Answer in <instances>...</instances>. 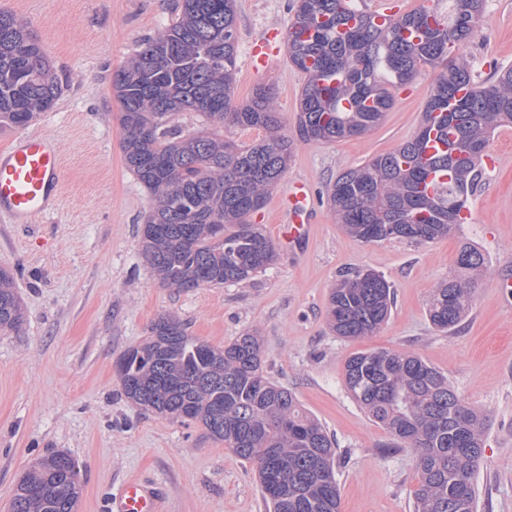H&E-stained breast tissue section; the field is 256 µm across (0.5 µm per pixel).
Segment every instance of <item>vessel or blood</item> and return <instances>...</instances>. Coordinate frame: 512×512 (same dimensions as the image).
<instances>
[{
	"mask_svg": "<svg viewBox=\"0 0 512 512\" xmlns=\"http://www.w3.org/2000/svg\"><path fill=\"white\" fill-rule=\"evenodd\" d=\"M61 151L47 135H24L0 154V216L13 224H29L54 213L62 188ZM311 209L309 188L294 183L280 205L285 243L300 242ZM112 512H162L161 500L147 483L130 480L111 498Z\"/></svg>",
	"mask_w": 512,
	"mask_h": 512,
	"instance_id": "obj_1",
	"label": "vessel or blood"
}]
</instances>
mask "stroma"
Segmentation results:
<instances>
[{
    "label": "stroma",
    "instance_id": "1",
    "mask_svg": "<svg viewBox=\"0 0 512 512\" xmlns=\"http://www.w3.org/2000/svg\"><path fill=\"white\" fill-rule=\"evenodd\" d=\"M178 0H0V12L27 21L48 51L62 93L22 132L55 137L63 154L58 213L31 225L0 220V269L14 278L22 324L0 331V512L42 456L63 451L79 465L78 512H103L128 480L159 484L164 512H266L255 466L201 425L143 409L126 399L115 364L159 316L220 347L258 330L267 375L335 435L339 512H413L415 454L394 447L344 386L354 353L392 348L418 354L448 376L461 398L483 412L486 430L476 481L479 512H512V297L497 280L512 274V140L494 132L495 160L469 203L466 224L435 243L392 239L366 244L346 234L326 201L343 171L390 152L416 134L438 69L424 67L396 95L382 124L330 144L298 138L304 75L291 65L284 33L295 0H236L234 103L257 85L270 88L292 157L253 221L276 245V259L243 284L177 292L159 284L138 252L149 212L147 189L126 168L120 106L112 74L140 42L171 23ZM272 37L280 49L253 72L249 47ZM477 81L512 65V0H488L465 49ZM0 127V151L21 132ZM308 184L313 215L302 242L280 244L276 221L294 182ZM487 264L475 302L451 333L434 328L427 304L453 269L462 243ZM373 270L394 292L381 331L343 339L327 324L329 291L341 275Z\"/></svg>",
    "mask_w": 512,
    "mask_h": 512
}]
</instances>
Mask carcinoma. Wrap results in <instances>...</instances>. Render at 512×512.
Instances as JSON below:
<instances>
[{"mask_svg":"<svg viewBox=\"0 0 512 512\" xmlns=\"http://www.w3.org/2000/svg\"><path fill=\"white\" fill-rule=\"evenodd\" d=\"M440 2L379 25L352 0H297L288 27V58L306 78L298 113L305 142L367 134L392 108L395 88L424 66L444 65L417 135L343 171L327 189L336 223L366 244L433 243L466 223L488 141L512 125V66L479 83L463 54L486 0H448L444 12ZM179 8L165 30L113 72L111 87L125 165L152 198L139 250L161 285L189 291L246 283L273 263V243L249 217L281 179L293 141L281 133L269 88L232 104L236 0H181ZM60 94L48 53L28 23L0 12V123L22 128L51 111ZM184 111L203 115L211 127L189 137L161 129L165 118ZM232 128H258L266 136L240 145L224 136ZM433 133L447 149L429 155ZM434 171L448 172V181L427 182ZM485 263L478 248L461 246L456 269L431 293L427 314L435 328L448 333L467 316L473 275ZM392 305L382 275L357 271L331 288L329 328L347 339L373 336ZM22 321L13 278L0 270V330ZM121 361L130 402L201 424L257 466L270 512H339L336 439L267 377L257 331L219 349L188 335L175 317L161 316ZM344 384L395 447L414 451V512H478L475 473L485 418L444 373L415 353L381 349L349 356ZM80 494L76 461L54 453L20 479L11 512H76Z\"/></svg>","mask_w":512,"mask_h":512,"instance_id":"carcinoma-1","label":"carcinoma"}]
</instances>
